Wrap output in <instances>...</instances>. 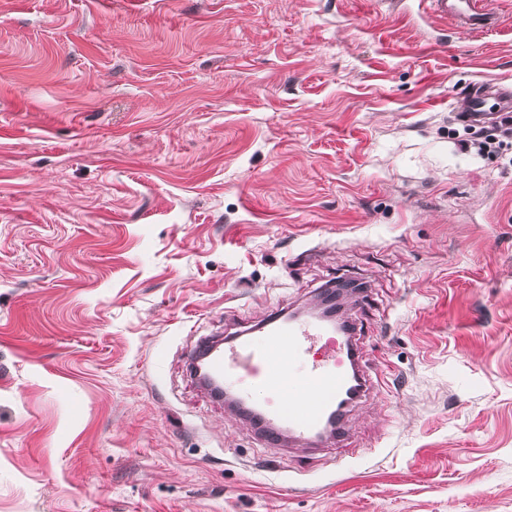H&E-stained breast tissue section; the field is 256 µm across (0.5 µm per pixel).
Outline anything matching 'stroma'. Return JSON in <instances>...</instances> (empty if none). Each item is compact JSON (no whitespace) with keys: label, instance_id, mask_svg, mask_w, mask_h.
<instances>
[{"label":"stroma","instance_id":"obj_1","mask_svg":"<svg viewBox=\"0 0 512 512\" xmlns=\"http://www.w3.org/2000/svg\"><path fill=\"white\" fill-rule=\"evenodd\" d=\"M0 0V512H512V0ZM360 283L343 442L184 352ZM426 8L434 15L448 20V15L459 18L465 23L483 29L494 18L493 11L489 8L488 0H422ZM488 96L486 84L473 85L463 99L458 116L465 118L466 121H479L487 118L484 111V102Z\"/></svg>","mask_w":512,"mask_h":512}]
</instances>
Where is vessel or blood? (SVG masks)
<instances>
[{"mask_svg": "<svg viewBox=\"0 0 512 512\" xmlns=\"http://www.w3.org/2000/svg\"><path fill=\"white\" fill-rule=\"evenodd\" d=\"M440 18L454 16L484 28L494 13L488 0H424ZM483 84L473 85L459 110L466 121L485 120ZM211 375L223 382L230 399L257 407L259 433L269 444L280 438L317 448L330 440L329 418L344 420L348 408L368 393L357 344L318 318L269 315L257 326L225 337L209 361Z\"/></svg>", "mask_w": 512, "mask_h": 512, "instance_id": "1", "label": "vessel or blood"}]
</instances>
